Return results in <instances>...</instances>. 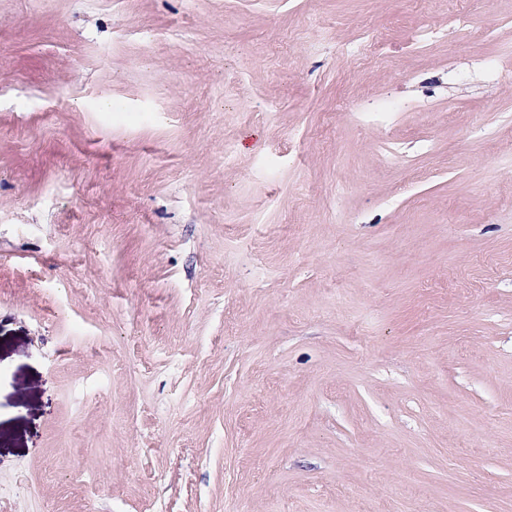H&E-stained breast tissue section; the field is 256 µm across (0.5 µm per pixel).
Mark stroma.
<instances>
[{"label": "stroma", "mask_w": 512, "mask_h": 512, "mask_svg": "<svg viewBox=\"0 0 512 512\" xmlns=\"http://www.w3.org/2000/svg\"><path fill=\"white\" fill-rule=\"evenodd\" d=\"M466 6L0 0V512H512V0ZM386 39L371 30L341 46L340 52L352 66L363 69L369 68L373 63H383L387 60L385 52ZM345 106L349 107L348 112H359L358 116L362 121L371 125H381L387 121L391 113L404 112L409 108L407 103L395 98L385 99L374 106H363L353 102H345Z\"/></svg>", "instance_id": "1"}]
</instances>
